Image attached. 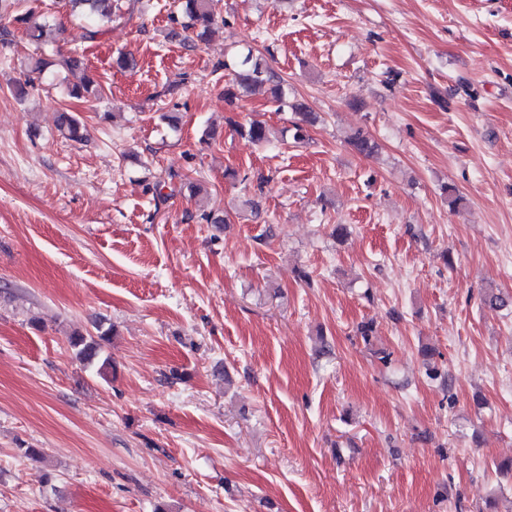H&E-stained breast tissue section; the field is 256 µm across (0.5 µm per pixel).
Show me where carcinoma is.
I'll return each instance as SVG.
<instances>
[{
  "label": "carcinoma",
  "instance_id": "1",
  "mask_svg": "<svg viewBox=\"0 0 512 512\" xmlns=\"http://www.w3.org/2000/svg\"><path fill=\"white\" fill-rule=\"evenodd\" d=\"M179 14L172 17V22L181 26L185 32H192L201 42H207L213 26L217 23V0H177ZM62 9L81 10L89 19L85 39L96 41L105 33L106 25L112 23L114 17L121 12L120 0H57ZM12 21L26 26L29 38L38 44H46L56 40L59 30L49 21H39L36 9L29 8L22 14L12 16ZM46 62L41 57H34L30 70L25 78L13 85V92L19 98L29 94L34 85L33 73H40ZM59 65L77 81L68 86L69 96L76 99H99L102 96L101 86L89 74V68L83 54L72 51L59 59ZM224 69L232 71V82L224 87V99L232 103L243 94L266 93L272 102L277 104L279 111H292L298 119L292 122L293 139L300 141L306 137L308 127L317 121V115L307 110L301 100L288 96L275 73L252 49L247 52L234 53L224 60ZM57 128L66 138L80 141L84 138L85 126L73 112L57 113ZM235 131L244 139L262 145L272 139L270 128L259 120L235 124ZM347 142L358 153L372 156L377 152V144L370 135L359 128L347 136ZM112 327L97 326V335H84L74 332L69 337V344L75 350L76 357L86 365L93 364L103 352V344L109 341Z\"/></svg>",
  "mask_w": 512,
  "mask_h": 512
}]
</instances>
